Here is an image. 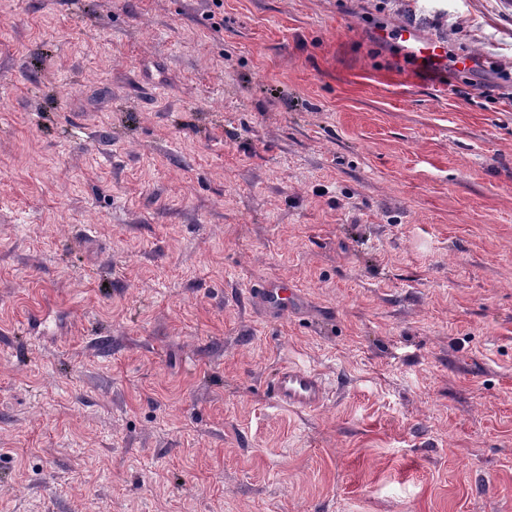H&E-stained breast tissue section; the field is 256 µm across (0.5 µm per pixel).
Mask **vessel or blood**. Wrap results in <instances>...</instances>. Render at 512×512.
Masks as SVG:
<instances>
[{
    "mask_svg": "<svg viewBox=\"0 0 512 512\" xmlns=\"http://www.w3.org/2000/svg\"><path fill=\"white\" fill-rule=\"evenodd\" d=\"M399 36L404 43L427 58L445 54V47L437 42L421 41L415 29L406 26ZM297 298L294 288L282 282L265 284L256 293V300L274 315L281 316L292 309ZM270 392L276 405L295 411L310 412L320 409L329 398L330 386L319 372L299 365H285L276 372Z\"/></svg>",
    "mask_w": 512,
    "mask_h": 512,
    "instance_id": "1",
    "label": "vessel or blood"
}]
</instances>
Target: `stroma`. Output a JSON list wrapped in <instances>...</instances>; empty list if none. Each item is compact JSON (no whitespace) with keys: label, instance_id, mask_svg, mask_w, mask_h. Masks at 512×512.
<instances>
[{"label":"stroma","instance_id":"stroma-1","mask_svg":"<svg viewBox=\"0 0 512 512\" xmlns=\"http://www.w3.org/2000/svg\"><path fill=\"white\" fill-rule=\"evenodd\" d=\"M510 71L512 0H0V512H512ZM398 33L400 39L404 43L410 44L414 49L418 50V52L426 58H438L443 54L445 55L446 53V47L440 43L434 41H421L415 29L411 26H405L401 28ZM296 298V290L282 282H269L256 293L257 302L277 317L288 313L293 308ZM270 392L278 406L301 412L320 409L329 398L330 386L319 372L299 365H285L276 372Z\"/></svg>","mask_w":512,"mask_h":512}]
</instances>
